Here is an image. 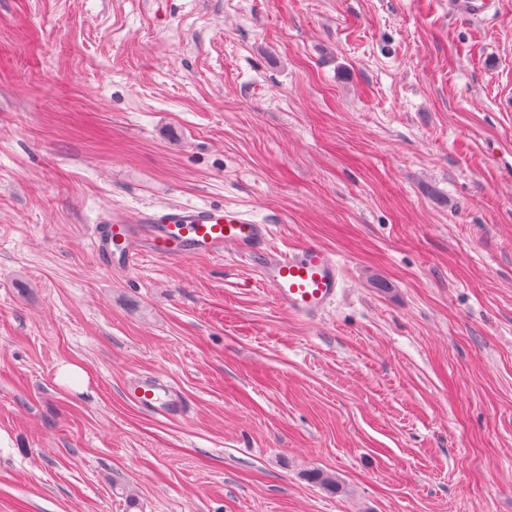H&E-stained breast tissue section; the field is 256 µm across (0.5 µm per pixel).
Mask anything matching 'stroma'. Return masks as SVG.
Instances as JSON below:
<instances>
[{"instance_id": "stroma-1", "label": "stroma", "mask_w": 512, "mask_h": 512, "mask_svg": "<svg viewBox=\"0 0 512 512\" xmlns=\"http://www.w3.org/2000/svg\"><path fill=\"white\" fill-rule=\"evenodd\" d=\"M450 2L0 0V512H512V0ZM148 203L343 291L309 323L229 249L106 271ZM127 391L142 408L171 415L182 412L183 399L168 385L156 380H131Z\"/></svg>"}]
</instances>
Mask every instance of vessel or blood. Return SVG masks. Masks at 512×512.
<instances>
[{"mask_svg":"<svg viewBox=\"0 0 512 512\" xmlns=\"http://www.w3.org/2000/svg\"><path fill=\"white\" fill-rule=\"evenodd\" d=\"M270 227L245 211L229 207L147 206L130 214L113 210L93 239V247L113 269L129 268L141 252L170 260L220 258L225 248L251 262L273 290L279 308L305 320H318L343 288L342 265L316 242L282 252L269 245ZM130 398L142 408L171 415L182 412V398L156 380H132Z\"/></svg>","mask_w":512,"mask_h":512,"instance_id":"obj_1","label":"vessel or blood"}]
</instances>
